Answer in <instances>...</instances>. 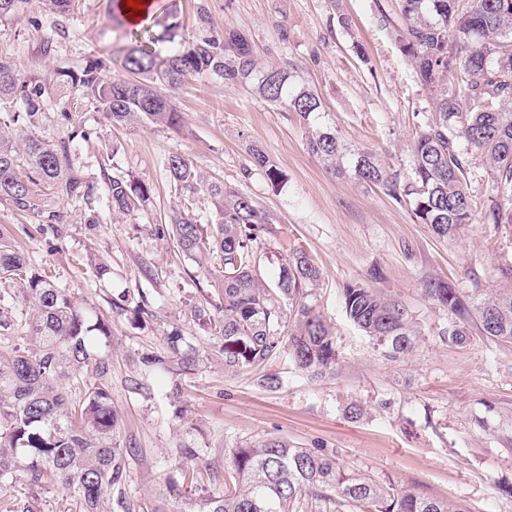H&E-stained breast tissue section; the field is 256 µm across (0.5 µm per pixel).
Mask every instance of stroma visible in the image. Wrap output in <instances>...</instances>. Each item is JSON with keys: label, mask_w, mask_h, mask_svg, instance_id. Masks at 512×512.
I'll list each match as a JSON object with an SVG mask.
<instances>
[{"label": "stroma", "mask_w": 512, "mask_h": 512, "mask_svg": "<svg viewBox=\"0 0 512 512\" xmlns=\"http://www.w3.org/2000/svg\"><path fill=\"white\" fill-rule=\"evenodd\" d=\"M214 23L248 35L262 67L293 69L321 98L343 137L389 168L407 166L410 146L433 105L389 30L377 22L379 0H164L175 6L186 32H194L199 2ZM27 18L0 23V52L23 67L50 70L63 63L110 59L125 30L108 11V0H81L62 32L39 0ZM349 27H341L338 15ZM54 49L42 55L46 35ZM172 99L179 127L111 125L104 113L72 104L76 120L95 136L78 143L76 166L85 177L133 176L145 181L150 199L134 213L72 209L61 237L37 232L38 216L20 215L0 203V230L38 269L68 290L74 304L112 326L100 348L112 359V404L122 417L128 459V512H191L184 471L219 489L224 452L267 438L301 448H319L348 471L377 482L415 487L448 502L457 512H512V497L498 483L512 482V450L497 429H481L486 402L512 407V346L479 335L462 345L440 336L451 315L421 294L424 283L444 280L466 292L512 288L503 267L512 265V225L477 220L451 239L431 235L415 223L409 206L379 188L350 177L334 178L305 146L306 126L248 87L190 80ZM263 150L285 181L272 185L252 169L247 149ZM114 158H107V151ZM171 152L190 155L205 178L218 180L256 201L277 219L261 240L263 276L274 286L280 255L304 248L321 270L310 299L334 329L336 375L318 379L280 357L237 375L226 373L218 342L202 334L190 317L196 306H214L218 284L207 267L188 258L173 239L158 236L184 199L161 166ZM111 272L96 277L93 261ZM362 284L401 301L417 331L414 352L401 361L383 357L374 342L351 325L342 294ZM146 293L153 312L148 329L113 312V298ZM179 329L199 355L188 375L184 400L166 399L161 380L146 391L132 388L141 375L140 357L164 347ZM268 373L282 379L279 390L261 386ZM363 413L350 419L347 406ZM193 456H186V449ZM36 497L40 512H79L75 498L56 484L32 487L18 473L0 489V512Z\"/></svg>", "instance_id": "obj_1"}]
</instances>
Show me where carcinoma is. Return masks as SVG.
I'll use <instances>...</instances> for the list:
<instances>
[{
    "instance_id": "cac0c4a2",
    "label": "carcinoma",
    "mask_w": 512,
    "mask_h": 512,
    "mask_svg": "<svg viewBox=\"0 0 512 512\" xmlns=\"http://www.w3.org/2000/svg\"><path fill=\"white\" fill-rule=\"evenodd\" d=\"M30 0H0V22L25 12ZM45 10L65 18L76 0H41ZM379 24L390 30L399 51L434 104V115L417 126L406 172L382 166L370 153L353 148L336 125L326 120L320 97L297 72L260 68L247 36L218 28L205 6L197 8V28L185 34L178 15L167 12L152 27L129 32L133 42L117 50L115 62L125 75H109L104 62L89 59L79 69L37 72L0 54V203L16 212L36 214L54 232L67 223L66 211L44 209L37 186L46 183L58 198L89 210L88 223L99 221L98 203L108 211L132 212L149 200V187L137 178H106L104 195L75 169L74 144L90 132L75 122L64 106L60 117L66 134L47 135L51 90L75 88L112 125H180V112L166 91L199 76L253 88L266 102L292 112L308 127L306 148L332 176L351 175L375 186L399 204L408 205L415 221L438 238L455 236L481 214L486 224H512V0H393L379 5ZM170 43L166 54L157 42ZM251 163L276 185L279 170L258 149ZM162 166L176 189L192 198L203 177L189 156L171 153ZM487 179L489 194L480 202L471 184ZM206 190L215 220L199 224L186 212H173L156 232L170 235L188 256L205 258L221 285L216 313L198 307L193 318L200 329L220 342L224 369L236 374L260 366L286 352L295 365L314 377L336 376L338 354L332 327L307 298L321 276L318 266L300 247L280 259L275 287L263 283L259 247L272 213L223 183ZM21 281L23 298L34 307L24 323L15 316L16 293L9 285ZM422 296L447 309L455 320L441 335L464 344L472 324L480 335L512 345V288L491 293H463L441 281H429ZM347 319L372 338L384 356L400 359L413 352L416 334L410 314L398 300L360 285L344 289ZM139 327L153 317L146 296L130 308ZM22 328L34 348L0 349V488L10 485L25 468L35 487L48 478L75 496L80 512H106L112 503L124 507L127 479L120 418L112 406L108 382L111 360L98 350L111 335L105 320L76 307L66 289L47 280L25 257L12 249L0 232V331ZM198 361L185 337L167 336L161 353L142 362L168 376L166 398L182 401L184 376ZM91 368L84 380L77 372ZM73 375L81 393L61 390L57 380ZM487 412L512 444V410L493 403ZM224 471L234 481L222 491L200 489L197 512H293L301 497L312 495L351 507V512H452L448 503L424 496L411 487L382 485L350 474L336 458L313 448H294L270 438L257 445L231 448Z\"/></svg>"
}]
</instances>
